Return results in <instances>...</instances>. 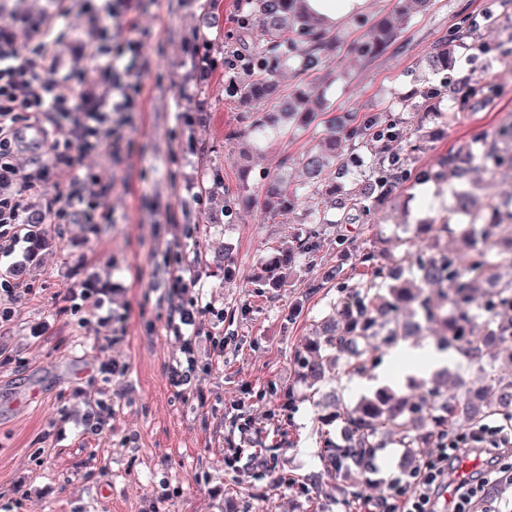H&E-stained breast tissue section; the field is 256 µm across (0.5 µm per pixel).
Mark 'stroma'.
I'll return each instance as SVG.
<instances>
[{"mask_svg": "<svg viewBox=\"0 0 512 512\" xmlns=\"http://www.w3.org/2000/svg\"><path fill=\"white\" fill-rule=\"evenodd\" d=\"M484 0H438L403 26L400 38L372 61L351 44L364 27L338 24L342 43L333 62L342 82L312 78V96L339 112L363 117L391 107L393 117L420 130L401 146L410 169H424L474 134L512 119V63L480 57L479 78L501 95L454 128L437 118L450 103L447 89L427 70L428 51L461 13L481 12ZM238 0H140L146 52L136 64L145 85L142 111L113 114L112 154L74 150L75 165H59L55 186L35 193L43 209L56 192L83 180V194L99 203L93 224H47L40 239L17 246L0 266L22 271L25 294L12 303L9 329L0 330V512H344L327 485L310 502L297 483L321 473V423L294 362L315 322L336 298L324 271L340 267L347 282L362 273L359 256L399 254L404 227L442 223L433 183H408L352 224L317 225V247L296 262L279 288L263 283L265 265L288 240L304 237L306 214L320 195L308 193L294 219L263 208L269 177L305 179L301 159L327 133L326 116L289 126L260 142L242 161L243 106L229 79L258 78L242 57L260 32L251 16L242 32ZM97 22L82 8L61 20L58 46L64 69L89 70L78 36ZM210 40L213 70L199 80L192 49ZM436 95H420L423 87ZM409 109H400V102ZM189 120L177 118V109ZM248 180H241V167ZM350 245L337 251V235ZM191 269L202 296L179 301L194 309L200 332L191 381L170 383L182 359L169 332L168 274ZM80 297L69 298V289ZM224 341L216 355L211 337ZM127 365L104 381L103 364ZM295 395L285 406L287 395ZM112 417L100 431L85 422L98 402ZM245 447L266 467L244 470ZM403 451L378 449L375 469L358 476L362 500L378 499L380 482L398 473Z\"/></svg>", "mask_w": 512, "mask_h": 512, "instance_id": "1", "label": "stroma"}]
</instances>
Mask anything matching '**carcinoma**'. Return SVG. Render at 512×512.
<instances>
[{"label": "carcinoma", "mask_w": 512, "mask_h": 512, "mask_svg": "<svg viewBox=\"0 0 512 512\" xmlns=\"http://www.w3.org/2000/svg\"><path fill=\"white\" fill-rule=\"evenodd\" d=\"M434 6V0H395L392 12L411 22ZM251 11L262 19L261 44L246 59V67L263 77L237 85L239 102L249 107L244 114L247 130L255 136L286 122L306 124L330 105L312 102L300 86L288 93L279 111L261 105L279 97L276 74L283 68L298 75H323L329 84L337 80L326 67L336 54L337 39L327 22L312 13L306 0H251ZM512 14V0H487L482 13L463 15L448 38L430 52L428 63L434 71L452 68L451 53L465 45L474 55L496 54L512 58L499 41L481 38L482 24L500 15ZM400 36L388 16L368 27L352 51L365 59L384 53ZM465 90L448 111L440 114L452 126L464 112L475 111L493 101L498 90L489 82L467 73L457 80ZM417 130L376 112L361 124L346 114L331 120L328 134L305 156L303 166L308 182L294 187L276 177L264 192L265 209L284 219L295 213L304 191H322L327 204L309 213L312 224H346L350 217L373 208L391 190L410 178L406 159L398 151ZM374 152L365 181L348 168L339 147L343 140ZM476 144H467L439 157L423 170L420 178L438 184L455 179L454 204L448 219L458 227L469 253L434 247L430 251L410 249L395 260V267L378 265L375 254L367 252L361 265L369 278L343 286L336 301L321 319L318 333L295 356L299 377L313 389V405L325 426L341 423V436L328 430L321 433L323 470L336 482V491L348 493L346 480L355 472L372 468L377 448L395 444L403 449L401 473L410 476L420 464L424 449L438 445L453 448L469 441L468 432L498 418L512 422V372L496 368L489 355V340H512V277L500 273L503 264L512 265V196L495 205L477 204L466 188L471 169L487 171L512 169V122L489 135H475ZM315 232L281 248V257L272 265L264 282L271 288L284 283L288 266L316 248ZM444 333L442 349L465 355L477 366L479 385L458 380L448 387V370L438 371L432 385L420 393L382 387L362 396L353 405L343 403L330 383L339 373L364 376L373 367L376 354L406 336H421L431 325ZM350 494V493H348ZM347 506L354 507L360 494L351 493Z\"/></svg>", "instance_id": "cac0c4a2"}]
</instances>
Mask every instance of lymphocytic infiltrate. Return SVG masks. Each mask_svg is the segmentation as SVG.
<instances>
[{
  "label": "lymphocytic infiltrate",
  "mask_w": 512,
  "mask_h": 512,
  "mask_svg": "<svg viewBox=\"0 0 512 512\" xmlns=\"http://www.w3.org/2000/svg\"><path fill=\"white\" fill-rule=\"evenodd\" d=\"M41 19L31 25L27 36L33 46L22 49L16 13L0 17V254L14 253L27 239L28 224H89L95 208L83 202L82 195L70 193L49 200L40 214H32L28 197L54 181L64 153L74 142L84 149L108 150L102 135L105 124L116 112L132 111L140 100L142 82L136 65H128L117 74L116 62L130 53L143 55L145 45L139 35L137 0H99L94 8L100 24L92 37L84 40L83 50L92 64V75L78 71L61 74L60 57L53 36L60 19L71 12L73 0H50ZM120 27L121 47L108 45L106 36ZM84 85L80 101L59 93L61 81ZM82 115L79 126H72L70 113ZM36 126L47 143L48 157L30 171L23 172L13 158L36 149L26 130ZM472 451L471 446L434 449L408 482L390 477L386 494L380 496L375 512H435V500L448 485V469Z\"/></svg>",
  "instance_id": "lymphocytic-infiltrate-1"
}]
</instances>
